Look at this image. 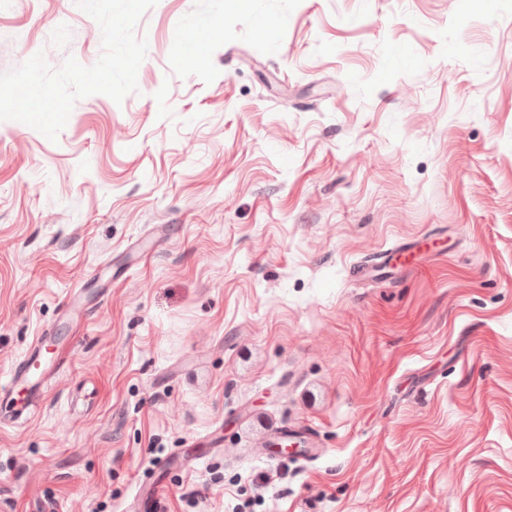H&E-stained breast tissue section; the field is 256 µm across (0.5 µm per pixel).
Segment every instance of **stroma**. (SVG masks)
Listing matches in <instances>:
<instances>
[{"label": "stroma", "instance_id": "35a3bbf8", "mask_svg": "<svg viewBox=\"0 0 512 512\" xmlns=\"http://www.w3.org/2000/svg\"><path fill=\"white\" fill-rule=\"evenodd\" d=\"M135 34L122 103L0 121V383L54 360L0 405V512H129L162 463L138 512H512V0H158ZM39 52L93 65L100 27L0 0V73ZM284 427L322 455L259 448ZM43 345L44 342L38 340L31 347L27 358L17 366L12 381L0 386V394L3 393L7 397L13 394L16 388H21L27 392L30 406L33 397L43 390L44 380L52 366V363L47 365L43 360Z\"/></svg>", "mask_w": 512, "mask_h": 512}]
</instances>
